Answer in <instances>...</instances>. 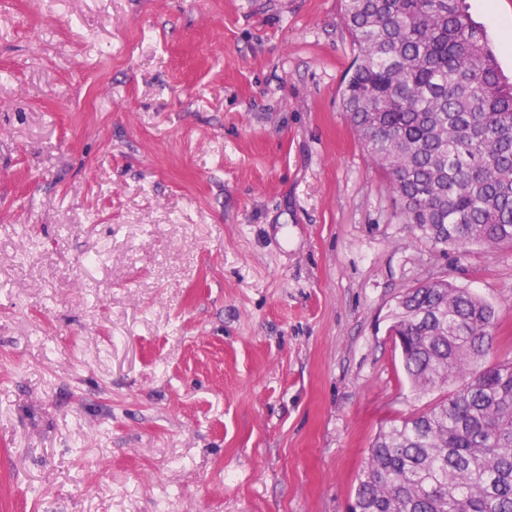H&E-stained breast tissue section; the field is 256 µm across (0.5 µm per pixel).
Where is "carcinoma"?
<instances>
[{"label":"carcinoma","instance_id":"carcinoma-1","mask_svg":"<svg viewBox=\"0 0 512 512\" xmlns=\"http://www.w3.org/2000/svg\"><path fill=\"white\" fill-rule=\"evenodd\" d=\"M357 54L342 110L385 171L400 215L434 245L512 246V83L465 0H344ZM418 393L382 430L350 512H512V359L489 361L496 310L444 279L389 314Z\"/></svg>","mask_w":512,"mask_h":512}]
</instances>
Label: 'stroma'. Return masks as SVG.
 <instances>
[{
  "instance_id": "1",
  "label": "stroma",
  "mask_w": 512,
  "mask_h": 512,
  "mask_svg": "<svg viewBox=\"0 0 512 512\" xmlns=\"http://www.w3.org/2000/svg\"><path fill=\"white\" fill-rule=\"evenodd\" d=\"M512 80V0H467ZM343 0H0V512H347L424 409L387 315L512 247L399 219Z\"/></svg>"
}]
</instances>
